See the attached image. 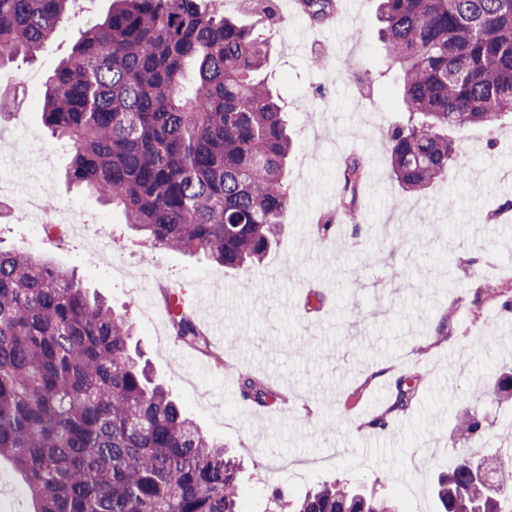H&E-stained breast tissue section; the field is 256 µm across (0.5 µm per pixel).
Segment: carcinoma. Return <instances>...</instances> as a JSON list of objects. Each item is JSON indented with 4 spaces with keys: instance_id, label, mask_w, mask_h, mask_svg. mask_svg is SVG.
<instances>
[{
    "instance_id": "obj_1",
    "label": "carcinoma",
    "mask_w": 512,
    "mask_h": 512,
    "mask_svg": "<svg viewBox=\"0 0 512 512\" xmlns=\"http://www.w3.org/2000/svg\"><path fill=\"white\" fill-rule=\"evenodd\" d=\"M73 0H0V63L33 57ZM323 22L335 0H300ZM382 41L399 65L407 119L386 134L391 172L409 193L448 174V132L512 117V0H381ZM253 29L200 0H113L46 86L42 120L72 148L67 179L120 208L159 249L247 271L267 257L288 210L293 149ZM198 81L183 86L186 66ZM364 165L342 174L354 206ZM171 327L183 344L206 338L189 308ZM126 315L72 272L19 250L0 251V457L25 476L36 512H245L240 464L185 416L148 364L129 353ZM244 396L272 391L252 375ZM401 379L389 412L407 408ZM470 443L431 485L440 512H512V456L492 493L473 470L484 446L473 411L456 416ZM274 512H394L385 499L322 484Z\"/></svg>"
}]
</instances>
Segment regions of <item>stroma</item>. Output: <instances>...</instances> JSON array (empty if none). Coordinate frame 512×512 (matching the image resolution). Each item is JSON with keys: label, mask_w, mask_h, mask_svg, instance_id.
<instances>
[{"label": "stroma", "mask_w": 512, "mask_h": 512, "mask_svg": "<svg viewBox=\"0 0 512 512\" xmlns=\"http://www.w3.org/2000/svg\"><path fill=\"white\" fill-rule=\"evenodd\" d=\"M264 40L271 85L296 138L288 160V211L262 265L246 273L151 248L119 209L65 178L70 149L41 118L49 77L111 0L74 5L35 58L5 71L35 75L25 112L0 128V172L54 213L66 201L79 221L103 225L110 247L81 234L32 235L0 205V248L51 257L134 323L157 379L202 433L243 464V506L256 512L279 491L296 498L341 481L383 493L397 512H436L428 484L455 462L456 415L477 408L489 449L512 433V399L493 390L512 369V121L451 131L459 157L425 193L402 191L384 132L402 101L384 71L379 0H340V16L315 25L295 0H277L278 21L258 23L253 0H204ZM367 180L357 203L362 231L347 224L323 238L315 224L339 207L345 160ZM194 292L205 330L223 329V365L183 346L157 313L164 293ZM323 301L307 305L312 293ZM424 371L406 410L391 412L400 376ZM250 372L277 393L259 407L241 397ZM390 413L387 430L371 422ZM0 512H33L25 481L0 458Z\"/></svg>", "instance_id": "1"}]
</instances>
